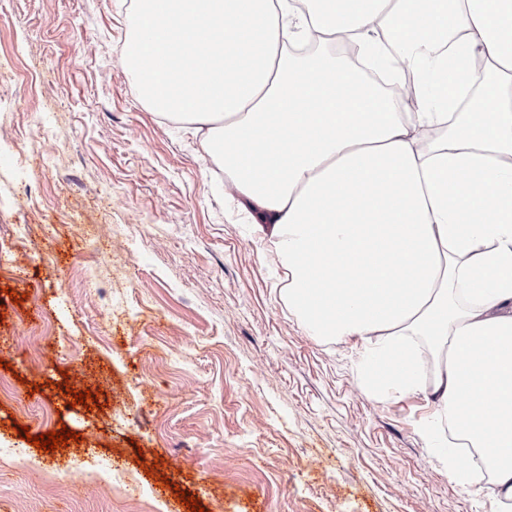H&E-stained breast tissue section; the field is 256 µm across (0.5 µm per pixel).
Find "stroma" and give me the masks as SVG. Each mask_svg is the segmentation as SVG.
<instances>
[{"label": "stroma", "mask_w": 512, "mask_h": 512, "mask_svg": "<svg viewBox=\"0 0 512 512\" xmlns=\"http://www.w3.org/2000/svg\"><path fill=\"white\" fill-rule=\"evenodd\" d=\"M130 2L0 0V228L15 232L0 243V452L97 460L129 485L75 496L5 466L0 512H187L179 489L205 512H494V486L464 490L430 454L423 396L375 399L357 341L289 311L286 270L205 130L138 99ZM75 362L99 408L58 392ZM63 429L79 441L29 443Z\"/></svg>", "instance_id": "stroma-1"}]
</instances>
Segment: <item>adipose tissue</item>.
Masks as SVG:
<instances>
[{"label": "adipose tissue", "mask_w": 512, "mask_h": 512, "mask_svg": "<svg viewBox=\"0 0 512 512\" xmlns=\"http://www.w3.org/2000/svg\"><path fill=\"white\" fill-rule=\"evenodd\" d=\"M346 41L419 77L414 111L355 65L288 49ZM121 55L153 110L209 125L290 310L359 341L375 398L428 391L419 433L456 484L473 469L443 421L511 501L512 0H135Z\"/></svg>", "instance_id": "ef3b65f1"}]
</instances>
